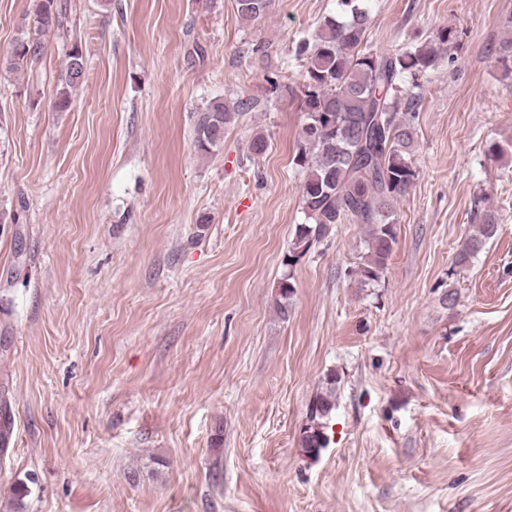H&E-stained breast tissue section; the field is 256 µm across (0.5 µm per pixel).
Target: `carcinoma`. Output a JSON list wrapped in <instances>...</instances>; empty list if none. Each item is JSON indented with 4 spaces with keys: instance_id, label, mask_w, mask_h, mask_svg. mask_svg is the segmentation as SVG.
Returning a JSON list of instances; mask_svg holds the SVG:
<instances>
[{
    "instance_id": "1",
    "label": "carcinoma",
    "mask_w": 512,
    "mask_h": 512,
    "mask_svg": "<svg viewBox=\"0 0 512 512\" xmlns=\"http://www.w3.org/2000/svg\"><path fill=\"white\" fill-rule=\"evenodd\" d=\"M371 0H337L336 14L324 19L313 40L303 39L296 55L307 61L302 101L303 124L296 155L305 172L302 210L306 219L295 226L285 265L296 266L311 243L331 226L350 221L367 227L364 263L355 274L360 284H376L384 276L397 243V225L390 220L394 202L406 195L417 177L414 156L415 120L422 104L419 80L435 69L442 54L457 42V31L446 27L433 40L413 44L395 53L367 49L365 35L371 21ZM270 0H237V12L246 21L263 17ZM70 5L60 0H34L36 36H22L6 58L13 70L25 68L44 54L41 37L68 30ZM503 76H512V37L497 49ZM85 61L78 41L71 42L66 87L79 83ZM250 104L210 103L198 112L195 141L211 153L224 144V132ZM475 201L474 230L458 247L453 267L467 268L498 230L500 217ZM276 307L288 315L294 294L293 277L280 282ZM336 377L329 376L311 398L299 446L307 458L326 447L327 425L335 408Z\"/></svg>"
}]
</instances>
